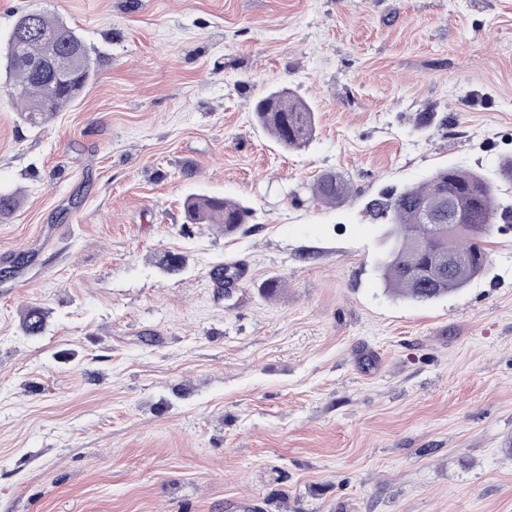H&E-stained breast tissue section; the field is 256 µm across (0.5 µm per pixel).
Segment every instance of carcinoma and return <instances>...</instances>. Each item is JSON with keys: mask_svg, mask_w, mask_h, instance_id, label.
I'll return each instance as SVG.
<instances>
[{"mask_svg": "<svg viewBox=\"0 0 512 512\" xmlns=\"http://www.w3.org/2000/svg\"><path fill=\"white\" fill-rule=\"evenodd\" d=\"M25 36L11 28L0 47V66L5 67L12 96L23 104L26 122L38 127L71 107L92 82L97 67L77 30L63 19L46 11L33 10ZM51 56L62 63L59 75L40 79L38 62ZM256 122L268 131L286 151L298 150L312 140L314 112L286 87L271 90L258 99ZM347 192L344 179L335 174L322 176L313 188L317 201L334 205ZM436 208V224L448 223V210L461 216L466 231L458 236L453 249L465 260L440 273L428 271L445 245L435 235V224L425 218L423 206ZM21 196L0 192V221L19 209ZM368 213L387 226L385 249L377 270L385 289L404 300L433 302L460 292L486 273L488 255L482 239L495 219L508 221L512 211L496 203L495 187L483 176L455 167L436 170L426 183L402 188L370 201ZM188 224H217L233 234L252 217L246 206L220 195L192 194L183 202ZM47 313L40 307L26 308L21 328L28 336L45 331Z\"/></svg>", "mask_w": 512, "mask_h": 512, "instance_id": "1", "label": "carcinoma"}]
</instances>
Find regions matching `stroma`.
Returning <instances> with one entry per match:
<instances>
[{"mask_svg": "<svg viewBox=\"0 0 512 512\" xmlns=\"http://www.w3.org/2000/svg\"><path fill=\"white\" fill-rule=\"evenodd\" d=\"M33 9L98 70L38 128L0 74V190L23 198L0 268L29 256L0 282V512H512V227L420 304L385 290L365 214L443 167L497 180L512 0H0V40ZM281 87L314 111L305 148L255 122ZM192 193L252 216L185 225ZM346 192L347 185L344 179L332 173L322 176L313 188L316 200L326 205L338 203ZM47 313L37 306H29L23 313L21 328L28 336L41 335L46 328Z\"/></svg>", "mask_w": 512, "mask_h": 512, "instance_id": "stroma-1", "label": "stroma"}]
</instances>
